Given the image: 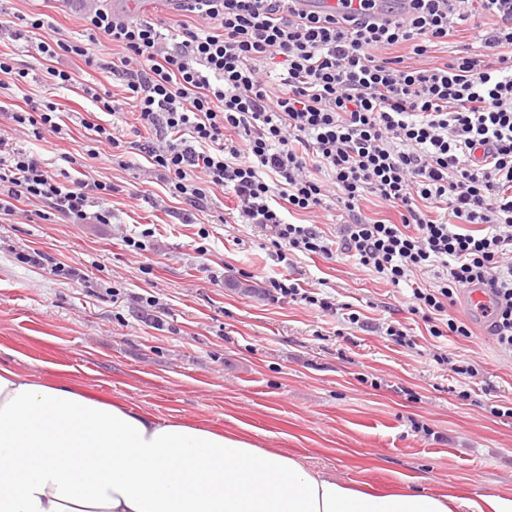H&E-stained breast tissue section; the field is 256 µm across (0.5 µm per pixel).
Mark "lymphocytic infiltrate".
Wrapping results in <instances>:
<instances>
[{
    "label": "lymphocytic infiltrate",
    "instance_id": "1",
    "mask_svg": "<svg viewBox=\"0 0 512 512\" xmlns=\"http://www.w3.org/2000/svg\"><path fill=\"white\" fill-rule=\"evenodd\" d=\"M299 2L186 0L171 24L98 5L83 11L87 42L42 40L36 59L48 62L54 87L74 80L51 65L62 52L118 77L138 123L155 134L125 144L110 126L82 120L89 159L106 143L109 162L126 167L120 146L141 149L169 196L198 212L211 187L223 189L239 221L266 231L274 261L287 268L298 255L348 257L395 286L436 271L433 286H413L409 304L435 337L471 336L453 314L457 298L486 288L497 306L486 333L512 359V0H382V21ZM482 17L492 27L481 29ZM463 26L473 43L455 41ZM101 37L118 49L116 60H103ZM439 46L446 60L425 65ZM124 101L107 97L102 106L115 113ZM4 117L37 137L63 132L47 100ZM112 192L107 182L59 181L38 154L0 133V215L39 202L71 224H108ZM370 196L393 218L365 216ZM330 198L339 236L289 221ZM267 283L273 301L337 310L296 278Z\"/></svg>",
    "mask_w": 512,
    "mask_h": 512
}]
</instances>
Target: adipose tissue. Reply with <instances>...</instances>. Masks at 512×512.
<instances>
[{
	"label": "adipose tissue",
	"mask_w": 512,
	"mask_h": 512,
	"mask_svg": "<svg viewBox=\"0 0 512 512\" xmlns=\"http://www.w3.org/2000/svg\"><path fill=\"white\" fill-rule=\"evenodd\" d=\"M0 512H512V498L365 492L246 438L0 366Z\"/></svg>",
	"instance_id": "ef3b65f1"
}]
</instances>
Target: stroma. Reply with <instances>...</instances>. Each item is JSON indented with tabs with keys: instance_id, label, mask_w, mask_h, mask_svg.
<instances>
[{
	"instance_id": "obj_1",
	"label": "stroma",
	"mask_w": 512,
	"mask_h": 512,
	"mask_svg": "<svg viewBox=\"0 0 512 512\" xmlns=\"http://www.w3.org/2000/svg\"><path fill=\"white\" fill-rule=\"evenodd\" d=\"M0 9L21 18L43 14L37 36L47 41L85 35L79 9L63 0H0ZM30 48L23 39L0 40V54L25 75L20 92L0 95V105L21 104L26 95L55 102L65 137L27 133L16 143L54 174L76 178L85 141L73 113L126 131L133 109L114 115L82 97L85 80L117 97L123 91L112 78L85 73L75 57H60L58 66L74 72L77 84L49 88ZM99 150L89 173L121 188L108 201L114 224L22 212L0 220V366L164 421L235 435L259 429L261 448L375 492L512 497V418L490 412L512 403V362L482 330L431 336L407 311V285L393 287L350 258L303 257L293 275L370 322L401 321L415 348L349 328L341 314L302 301L273 302L260 283L282 269L263 230L229 217L222 189H212L208 209L186 220L179 201L165 211L147 202L164 187L151 180L144 153L123 169L106 160L108 145ZM145 228L153 231L145 248L123 242L122 232ZM33 252L44 255L43 264L24 262ZM59 263L81 269L82 278L56 274ZM440 348L482 366L470 398L433 361Z\"/></svg>"
}]
</instances>
